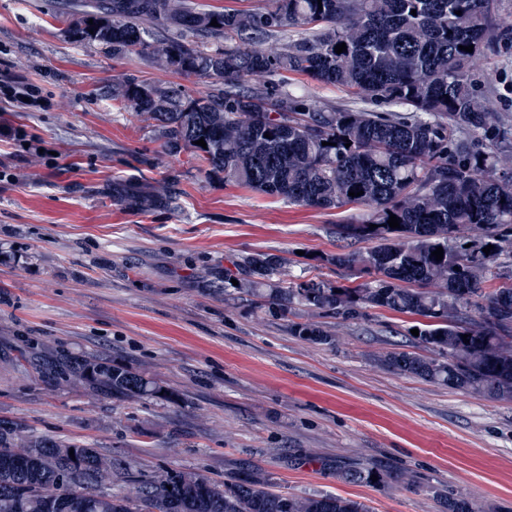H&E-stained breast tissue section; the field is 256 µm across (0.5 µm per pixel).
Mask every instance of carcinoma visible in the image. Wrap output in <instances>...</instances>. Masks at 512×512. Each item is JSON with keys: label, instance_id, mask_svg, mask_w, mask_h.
Instances as JSON below:
<instances>
[{"label": "carcinoma", "instance_id": "obj_1", "mask_svg": "<svg viewBox=\"0 0 512 512\" xmlns=\"http://www.w3.org/2000/svg\"><path fill=\"white\" fill-rule=\"evenodd\" d=\"M69 17L75 43L154 58L184 80L222 81L198 95L181 83L134 77L115 89L170 150L188 151L226 184L293 205L367 210L336 225V235L371 246L312 257L318 267L354 271L356 283L283 279L290 259L255 252L225 257L224 291L245 293L284 318L300 308L340 323L363 321L371 309L414 316L418 344L433 355L392 351L380 359L384 367L512 401V172H498L512 152V124L489 110L491 90L474 87L485 51L507 36L501 0H266L262 9L83 0ZM287 31L295 37L261 47ZM341 43L347 51L337 54ZM293 76L360 105L321 107L285 89ZM379 104L403 111L370 109ZM201 138L207 147L195 144ZM488 245L494 249L486 254ZM438 247L440 261L431 256ZM491 281L497 287H486ZM289 327L305 341L336 342L312 319ZM15 365L101 398L181 401L106 355L35 347ZM72 459L81 469L66 468ZM118 472L128 469L89 444L40 437L0 417V512H133L136 505L142 512H370L340 495L290 493L259 466L230 483L161 469L139 482L133 499L102 493ZM372 475L387 477L374 466L336 464L345 483L370 484ZM440 508L476 512L473 502L452 496L441 497Z\"/></svg>", "mask_w": 512, "mask_h": 512}]
</instances>
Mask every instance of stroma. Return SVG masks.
<instances>
[{"label": "stroma", "mask_w": 512, "mask_h": 512, "mask_svg": "<svg viewBox=\"0 0 512 512\" xmlns=\"http://www.w3.org/2000/svg\"><path fill=\"white\" fill-rule=\"evenodd\" d=\"M66 0H0V71L41 91L17 108L0 98V343L33 338L100 352L178 391L181 401L125 402L54 388L0 364V416L121 459L132 479L161 468L230 482L255 463L297 495L332 493L373 512H437L445 493L479 512H512V401L448 389L384 368L419 345L408 317L326 319L335 345L292 335L280 316L225 299L200 272L228 255L336 253L335 227L359 209L319 210L225 185L189 152H170L112 98L115 81L159 79L150 61L69 39ZM492 111L512 120V37L476 73ZM177 207L154 203L159 185ZM409 472L350 484L320 459Z\"/></svg>", "instance_id": "obj_1"}]
</instances>
